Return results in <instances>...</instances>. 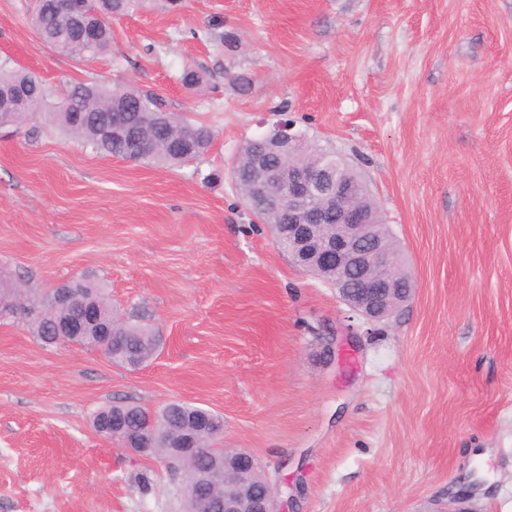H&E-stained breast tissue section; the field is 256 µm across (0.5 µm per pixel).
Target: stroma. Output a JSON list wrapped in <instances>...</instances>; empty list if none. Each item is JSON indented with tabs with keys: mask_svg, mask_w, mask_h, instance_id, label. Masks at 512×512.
<instances>
[{
	"mask_svg": "<svg viewBox=\"0 0 512 512\" xmlns=\"http://www.w3.org/2000/svg\"><path fill=\"white\" fill-rule=\"evenodd\" d=\"M31 4L0 0V59L54 92H154L217 138L165 168L39 119L0 132V272L28 301L89 276L162 338L132 370L0 319V512H183L156 459L90 422L178 400L223 415L217 447L263 464L281 512H512V0H147L90 62L46 46ZM283 107L391 228L415 288L385 322L349 320L229 177Z\"/></svg>",
	"mask_w": 512,
	"mask_h": 512,
	"instance_id": "stroma-1",
	"label": "stroma"
}]
</instances>
